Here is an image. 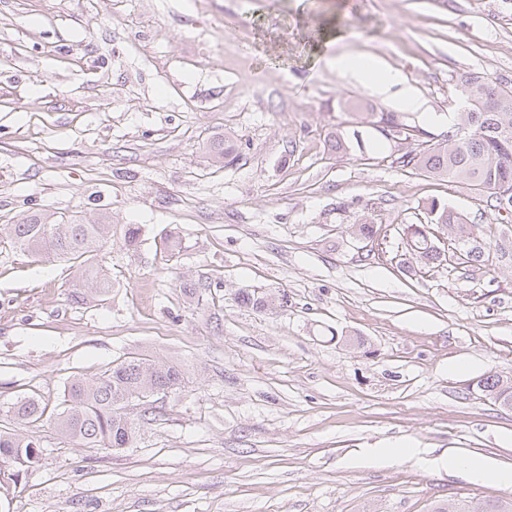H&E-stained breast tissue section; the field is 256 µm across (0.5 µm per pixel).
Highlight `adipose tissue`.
<instances>
[{
    "mask_svg": "<svg viewBox=\"0 0 512 512\" xmlns=\"http://www.w3.org/2000/svg\"><path fill=\"white\" fill-rule=\"evenodd\" d=\"M331 64L341 75L369 87L377 95L395 93L398 105L405 111L421 112L425 109L424 102L414 89L402 86L397 73L384 67L374 57L362 54L344 55L332 59ZM430 465L436 470L465 471L475 481L491 476L503 486H512V467L499 465L486 456H466L451 450L432 459Z\"/></svg>",
    "mask_w": 512,
    "mask_h": 512,
    "instance_id": "ef3b65f1",
    "label": "adipose tissue"
}]
</instances>
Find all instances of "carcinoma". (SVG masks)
Segmentation results:
<instances>
[{
	"label": "carcinoma",
	"mask_w": 512,
	"mask_h": 512,
	"mask_svg": "<svg viewBox=\"0 0 512 512\" xmlns=\"http://www.w3.org/2000/svg\"><path fill=\"white\" fill-rule=\"evenodd\" d=\"M461 101L453 119V132L433 140L423 129L411 126L394 112H368L364 123L385 139L402 141L407 150L395 159L402 169L425 173L438 179H458L494 199L498 207L512 206V86L486 77L463 75L459 79ZM334 148L346 152L363 150L359 131L334 136ZM215 162L231 156L235 148L225 138L210 141ZM428 214L448 230V241L466 247L468 262H482L483 247L477 245L473 226L459 213L433 203ZM13 247L30 255L56 259L79 272L71 283L73 293L84 302H101L112 289V276L101 260L112 242V214L93 223L74 216H60L52 222L41 213L24 214L9 225ZM410 248L425 264L447 260L428 235L417 225ZM184 382L179 366L153 357L130 353L112 362L99 376L68 379L63 399L55 413V423L66 440L87 448L124 449L135 446L139 420L128 408L151 394L166 395ZM477 388L501 405L512 408V382L490 375ZM47 405L31 397L9 407L11 420L21 425L40 420ZM38 441L17 430L0 426V501L9 499L29 470L40 461ZM436 512H512V501L462 500L437 508Z\"/></svg>",
	"instance_id": "1"
}]
</instances>
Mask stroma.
I'll return each mask as SVG.
<instances>
[{
	"label": "stroma",
	"mask_w": 512,
	"mask_h": 512,
	"mask_svg": "<svg viewBox=\"0 0 512 512\" xmlns=\"http://www.w3.org/2000/svg\"><path fill=\"white\" fill-rule=\"evenodd\" d=\"M344 38L321 46L327 27ZM365 54L425 101L407 124L446 135L461 74L512 84V0H0V224L112 215L105 301L71 297L68 265L0 242V420L71 375L129 352L180 365L184 385L133 448H80L52 417L10 512H434L512 487L376 448H455L512 466V409L476 387L512 379V209L461 180L404 172L399 146L358 124L395 101L330 58ZM356 101L344 110L341 99ZM360 130L369 159L339 155ZM238 157L213 166L211 139ZM476 224L421 266L405 236L429 201ZM140 226L136 247L124 241ZM374 225L387 254L354 238ZM178 232L184 249L161 242ZM210 278L201 304L181 278ZM272 298L258 311L240 291ZM287 295V306L276 305Z\"/></svg>",
	"instance_id": "stroma-1"
}]
</instances>
